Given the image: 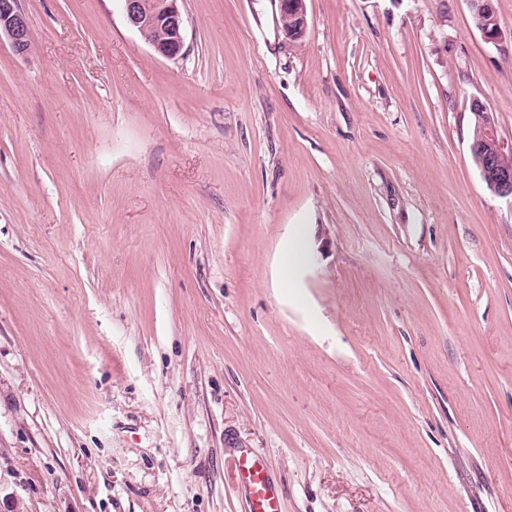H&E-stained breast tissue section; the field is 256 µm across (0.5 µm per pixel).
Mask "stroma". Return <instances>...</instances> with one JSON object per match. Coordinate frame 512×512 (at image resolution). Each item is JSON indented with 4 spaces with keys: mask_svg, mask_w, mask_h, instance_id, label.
<instances>
[{
    "mask_svg": "<svg viewBox=\"0 0 512 512\" xmlns=\"http://www.w3.org/2000/svg\"><path fill=\"white\" fill-rule=\"evenodd\" d=\"M0 46V512H512V138L470 0H21ZM308 259L286 269L296 236ZM5 40L13 54L25 57L31 51V31L20 0H0V43ZM121 1L127 24L135 29L156 53L168 59L182 56L185 45V20L177 5L179 0ZM306 0H278V21L283 34L290 40H300L307 32ZM478 105V106H476ZM486 107L483 103L473 101L471 112L487 113V119L482 122V138L469 142V149L473 159H480L479 172L487 190L495 197L508 200L512 204V139L504 138L490 112H482ZM493 114V113H492ZM491 149V150H489ZM503 156L500 159L499 157ZM237 489L244 495L249 512H279L278 491L271 481L266 463L248 450L231 459Z\"/></svg>",
    "mask_w": 512,
    "mask_h": 512,
    "instance_id": "1",
    "label": "stroma"
}]
</instances>
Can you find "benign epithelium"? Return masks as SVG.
Instances as JSON below:
<instances>
[{
	"instance_id": "7a95c632",
	"label": "benign epithelium",
	"mask_w": 512,
	"mask_h": 512,
	"mask_svg": "<svg viewBox=\"0 0 512 512\" xmlns=\"http://www.w3.org/2000/svg\"><path fill=\"white\" fill-rule=\"evenodd\" d=\"M127 24L159 55L176 59L183 54L185 20L178 0H122ZM278 21L283 34L299 40L307 32L306 0H278ZM7 41L13 54L25 57L31 51V31L21 0H0V42ZM472 158L488 191L512 204V168L499 164V157L512 155V139L502 136L496 122H482V138L469 143Z\"/></svg>"
}]
</instances>
